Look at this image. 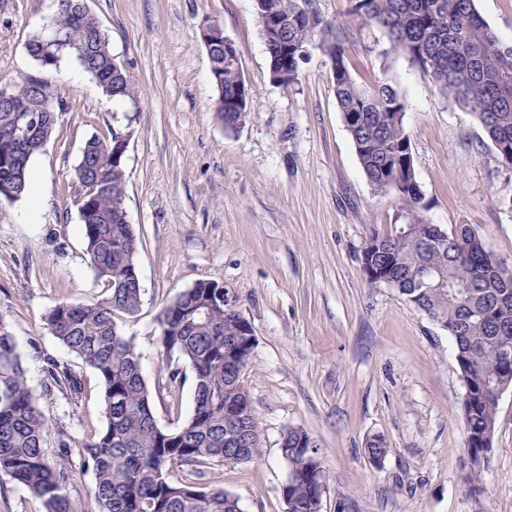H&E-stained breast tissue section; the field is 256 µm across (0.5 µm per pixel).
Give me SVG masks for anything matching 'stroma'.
<instances>
[{"mask_svg":"<svg viewBox=\"0 0 512 512\" xmlns=\"http://www.w3.org/2000/svg\"><path fill=\"white\" fill-rule=\"evenodd\" d=\"M346 38L353 76L390 81L404 98V127L430 223L472 225L512 268V167L479 121L395 54L385 34L356 25L351 0H317ZM112 53L138 85L136 101L107 106L100 87L71 58L57 78L69 108L30 163L43 187L0 203V319L23 357L53 429L72 441L104 425L96 373L60 346L43 316L61 300L104 293L85 253L73 178L85 141L130 130L125 207L140 237L142 305L118 317L134 337L148 383L167 373L156 317L202 280L229 289L256 344L243 375L262 429L261 456L207 469L242 512H285L288 428L320 444L329 487L321 512H512V388L498 404L483 490L468 493L464 385L448 334L388 285L369 283L362 255L370 226L398 223L394 197L366 180L332 91L326 57L312 52L297 82L272 83L253 0H86ZM53 0H0V82L35 72L29 37ZM235 44L251 88L244 122L217 120L215 87L200 39L202 19ZM81 378L79 396L45 392V358ZM154 392L160 427L191 412L193 374ZM384 439L371 464L365 445Z\"/></svg>","mask_w":512,"mask_h":512,"instance_id":"stroma-1","label":"stroma"}]
</instances>
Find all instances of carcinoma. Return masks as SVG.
<instances>
[{"label": "carcinoma", "mask_w": 512, "mask_h": 512, "mask_svg": "<svg viewBox=\"0 0 512 512\" xmlns=\"http://www.w3.org/2000/svg\"><path fill=\"white\" fill-rule=\"evenodd\" d=\"M288 10L283 39L288 47L318 45L330 65L336 105L366 179L382 196L394 195L400 218L385 232L373 227L364 248L363 271L372 284L384 283L450 336L465 388L464 421L470 448L468 491L479 493L481 471L493 449L500 396L512 387V270L495 257L468 224L447 232L426 221L428 207L416 172L402 165L411 150L404 128L405 101L384 79L371 85L353 77L345 37L324 19L316 0H267ZM350 14L360 25L375 26L391 49L431 80L445 97L480 121L501 161L512 165V45L503 43L475 0H352ZM26 48L37 65L36 80L23 75L0 84V182L10 186L0 198L15 201L29 193V165L68 109L65 91L54 78L60 61L71 57L114 99L135 101L138 90L129 72L112 55L108 35L84 0H56L42 28ZM222 91L213 111L226 130L246 117L239 90L241 64L224 62V42L206 47ZM41 118L40 131L18 138L27 117ZM124 134L93 135L74 168L85 252L104 295L74 303L61 300L44 322L69 353L99 378L105 425L80 442L91 467V495L97 512H241L239 499L220 486L178 479L176 467L198 478L220 461L226 466L260 455L259 420L239 371L250 364L256 339L242 332L244 318L224 305V283L202 280L163 306L157 316V343L166 358L186 362L194 379L190 415L173 428L158 425L153 395L142 374L134 339L119 331L116 317H134L142 304L138 274L140 242L116 198L125 195L126 167L115 146ZM46 390H81L78 375L52 358L44 359ZM238 410L239 429L226 439L224 408ZM50 419L29 386L22 355L0 319V475L23 485L46 512H82L69 496L75 472L49 457ZM288 465L283 501L292 512H321L328 476L318 443L292 427L280 444ZM375 463L387 452L385 441H367Z\"/></svg>", "instance_id": "carcinoma-1"}]
</instances>
